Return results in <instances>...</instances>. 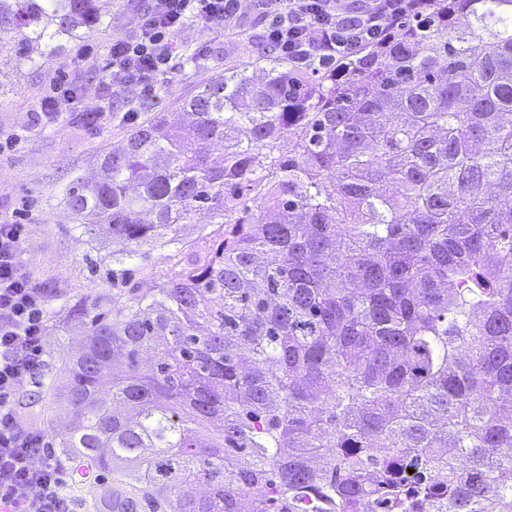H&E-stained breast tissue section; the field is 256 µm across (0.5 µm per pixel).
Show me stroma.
I'll return each mask as SVG.
<instances>
[{
  "mask_svg": "<svg viewBox=\"0 0 512 512\" xmlns=\"http://www.w3.org/2000/svg\"><path fill=\"white\" fill-rule=\"evenodd\" d=\"M144 5L145 0H106L107 24L84 38L97 49L91 58H80L81 44L76 43L61 55L31 64L0 57V132L16 138L0 153V215L21 213L30 226L24 258L48 293L44 351L57 365L47 381L58 397L68 384L62 366L82 341L78 330L61 327L64 305L112 292V236L103 230L84 234L64 207L63 192L76 179L92 175L100 152L121 143L130 129L122 118L126 110L138 109L143 118L154 112L176 114L181 101L228 66H247L255 80L265 75L270 47L262 39V22L250 0H240L229 26L186 25L179 36V62L160 77L156 100L117 94L105 103L108 120L86 124L98 100L97 81L105 76L108 49L113 40L136 37L134 12ZM59 76L82 86L84 94L53 125L35 124L38 104Z\"/></svg>",
  "mask_w": 512,
  "mask_h": 512,
  "instance_id": "stroma-1",
  "label": "stroma"
}]
</instances>
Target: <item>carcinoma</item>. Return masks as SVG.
Instances as JSON below:
<instances>
[{
  "label": "carcinoma",
  "instance_id": "1",
  "mask_svg": "<svg viewBox=\"0 0 512 512\" xmlns=\"http://www.w3.org/2000/svg\"><path fill=\"white\" fill-rule=\"evenodd\" d=\"M101 2L0 0V53L65 50ZM429 2L311 80L224 69L185 127L155 113L66 189L121 245V288L67 308L88 340L55 462L74 493L109 480L93 512L512 498V0ZM153 251L169 274L141 292Z\"/></svg>",
  "mask_w": 512,
  "mask_h": 512
}]
</instances>
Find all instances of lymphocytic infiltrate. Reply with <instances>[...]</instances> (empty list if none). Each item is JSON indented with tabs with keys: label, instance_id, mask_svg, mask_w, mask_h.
Returning <instances> with one entry per match:
<instances>
[{
	"label": "lymphocytic infiltrate",
	"instance_id": "lymphocytic-infiltrate-1",
	"mask_svg": "<svg viewBox=\"0 0 512 512\" xmlns=\"http://www.w3.org/2000/svg\"><path fill=\"white\" fill-rule=\"evenodd\" d=\"M426 0H368L353 15L340 13L336 0H256L268 19L266 41L294 74L312 78L321 68L359 54L366 44L385 41L402 20L423 17ZM238 0H150L139 12V34L113 41L106 84L113 93L135 91L153 98L160 75L174 69L178 37L188 22L205 27L232 23ZM28 228L0 221V506L9 512H72L61 491L45 436L21 426L15 401L45 369V289L23 257Z\"/></svg>",
	"mask_w": 512,
	"mask_h": 512
}]
</instances>
